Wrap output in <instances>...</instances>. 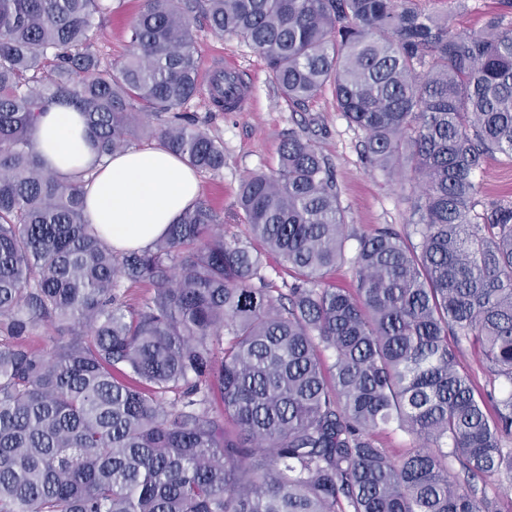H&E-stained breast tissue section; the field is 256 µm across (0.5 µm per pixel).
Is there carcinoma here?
I'll list each match as a JSON object with an SVG mask.
<instances>
[{"instance_id":"1","label":"carcinoma","mask_w":512,"mask_h":512,"mask_svg":"<svg viewBox=\"0 0 512 512\" xmlns=\"http://www.w3.org/2000/svg\"><path fill=\"white\" fill-rule=\"evenodd\" d=\"M410 2L146 0L112 65L93 50L111 0H0V512H488L449 462L471 482L512 472V203L475 212L474 180L512 158V25L458 32ZM200 15L266 58L288 102L330 88L367 165L419 187L406 235L358 238L355 291L324 282L349 234L331 164L299 136L240 184L247 238L200 199L125 252L34 150L62 104L103 156L141 133L221 169L223 142L187 112ZM125 281L154 296L127 304ZM42 326L56 338L33 347ZM465 344L499 395L475 388ZM379 431L417 445L396 458Z\"/></svg>"}]
</instances>
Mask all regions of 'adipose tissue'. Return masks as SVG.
<instances>
[{
	"mask_svg": "<svg viewBox=\"0 0 512 512\" xmlns=\"http://www.w3.org/2000/svg\"><path fill=\"white\" fill-rule=\"evenodd\" d=\"M32 142L61 179L84 176L87 219L120 251L150 247L200 191L197 173L162 145L99 157L83 116L58 106L42 113Z\"/></svg>",
	"mask_w": 512,
	"mask_h": 512,
	"instance_id": "ef3b65f1",
	"label": "adipose tissue"
}]
</instances>
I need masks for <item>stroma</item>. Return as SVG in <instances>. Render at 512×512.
I'll use <instances>...</instances> for the list:
<instances>
[{
	"label": "stroma",
	"instance_id": "35a3bbf8",
	"mask_svg": "<svg viewBox=\"0 0 512 512\" xmlns=\"http://www.w3.org/2000/svg\"><path fill=\"white\" fill-rule=\"evenodd\" d=\"M423 12L448 17L460 31H477L494 16H508L512 9L503 0H412ZM144 8V0H112V11L102 23V37L94 49L103 62L118 63L132 48L126 28ZM200 73L223 68L225 58L234 59L251 82L254 108L248 112L213 111L208 90H201L187 106L201 128L224 143V166L200 175L201 195L210 200L223 219L224 233L245 237L246 226L236 203L241 181L253 173H270L279 164L285 139L297 135L312 143L331 163L336 191L350 234L346 253L354 255L358 236L388 226L406 233L408 200L414 183L370 169L362 157L363 134L339 112L331 90H323L303 106L282 98L271 82L266 59L236 38L213 34L205 23L196 25ZM475 180L479 184V206L512 202V163L500 154L489 157Z\"/></svg>",
	"mask_w": 512,
	"mask_h": 512
}]
</instances>
